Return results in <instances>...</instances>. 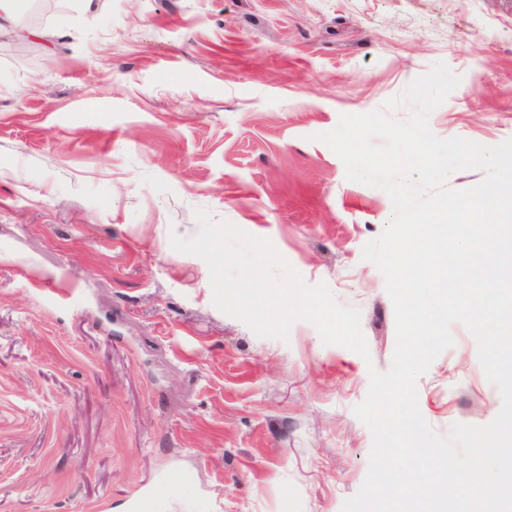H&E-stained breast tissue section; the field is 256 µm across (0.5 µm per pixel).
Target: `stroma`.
<instances>
[{
  "instance_id": "35a3bbf8",
  "label": "stroma",
  "mask_w": 512,
  "mask_h": 512,
  "mask_svg": "<svg viewBox=\"0 0 512 512\" xmlns=\"http://www.w3.org/2000/svg\"><path fill=\"white\" fill-rule=\"evenodd\" d=\"M429 126L512 138V0H16L0 30V512H342L372 436L355 415L395 317L364 245L382 189L317 134L435 63ZM209 210L359 309L370 356L295 322L260 337L175 250ZM417 384L447 436L502 408L477 343Z\"/></svg>"
}]
</instances>
